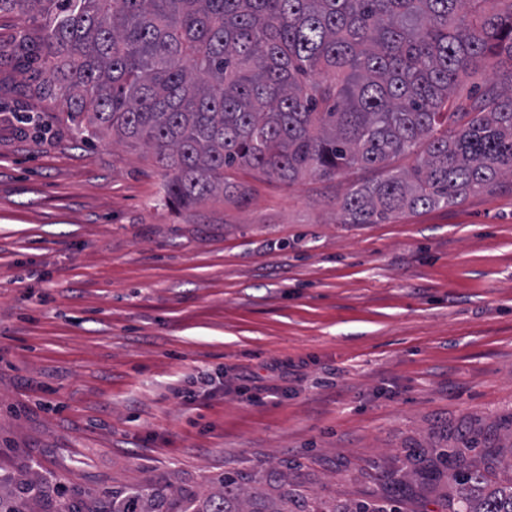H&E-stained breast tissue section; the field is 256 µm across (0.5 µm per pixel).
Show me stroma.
I'll list each match as a JSON object with an SVG mask.
<instances>
[{"label":"stroma","mask_w":512,"mask_h":512,"mask_svg":"<svg viewBox=\"0 0 512 512\" xmlns=\"http://www.w3.org/2000/svg\"><path fill=\"white\" fill-rule=\"evenodd\" d=\"M39 47L0 12V471L51 477L43 512L282 463L292 493L461 512L449 473L512 477L511 179L342 224L359 170L241 169L244 201L176 209L144 147L60 121ZM203 371L223 390L185 402Z\"/></svg>","instance_id":"35a3bbf8"}]
</instances>
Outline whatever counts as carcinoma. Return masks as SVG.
<instances>
[{"mask_svg":"<svg viewBox=\"0 0 512 512\" xmlns=\"http://www.w3.org/2000/svg\"><path fill=\"white\" fill-rule=\"evenodd\" d=\"M0 0L40 28L39 90L87 137L151 150L165 204L243 199L231 173L294 182L416 165L351 189L342 224H379L446 207L512 176V0ZM503 65L500 84L457 97L460 74ZM465 512H512V482L452 475ZM35 473L0 489V512H40ZM278 495L226 473L210 490L112 495V512H336L317 496ZM341 512H387L353 500Z\"/></svg>","mask_w":512,"mask_h":512,"instance_id":"carcinoma-1","label":"carcinoma"}]
</instances>
